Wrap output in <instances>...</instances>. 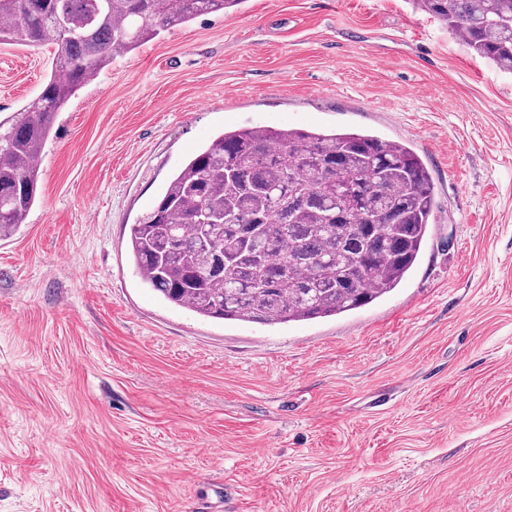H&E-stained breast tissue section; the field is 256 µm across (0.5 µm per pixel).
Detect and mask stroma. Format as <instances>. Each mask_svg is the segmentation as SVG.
Here are the masks:
<instances>
[{
  "label": "stroma",
  "mask_w": 512,
  "mask_h": 512,
  "mask_svg": "<svg viewBox=\"0 0 512 512\" xmlns=\"http://www.w3.org/2000/svg\"><path fill=\"white\" fill-rule=\"evenodd\" d=\"M56 50L0 44V120ZM246 124L411 142L435 182L413 275L274 327L144 288L130 224ZM40 180L0 240V512H512V75L410 0L173 28L69 101Z\"/></svg>",
  "instance_id": "stroma-1"
}]
</instances>
